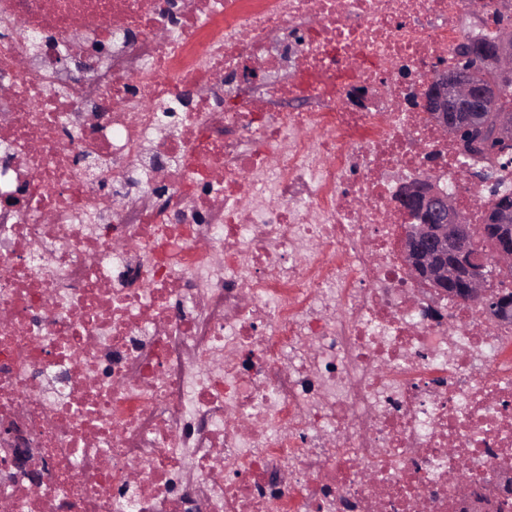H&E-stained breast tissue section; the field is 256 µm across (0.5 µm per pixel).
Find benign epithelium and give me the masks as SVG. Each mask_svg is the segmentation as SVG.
<instances>
[{
    "label": "benign epithelium",
    "mask_w": 512,
    "mask_h": 512,
    "mask_svg": "<svg viewBox=\"0 0 512 512\" xmlns=\"http://www.w3.org/2000/svg\"><path fill=\"white\" fill-rule=\"evenodd\" d=\"M473 64L463 72H448L438 66L425 78L415 106L428 114L438 133L456 139L458 130L448 122L450 112H469L472 125H485L494 118V136L512 147V95L498 93L489 100L486 90L496 79L512 77V26L504 25L498 40L470 48ZM402 217L406 224L403 249L412 274L440 293L450 292L460 300L476 302L492 311L498 320L512 318V302L489 291L481 268L465 262L477 233L461 221L458 203L448 197L434 178L406 180L398 185ZM452 253L457 262L448 264L437 257ZM0 462L25 472L39 483L38 451L29 446L24 431L15 423L0 425Z\"/></svg>",
    "instance_id": "7a95c632"
}]
</instances>
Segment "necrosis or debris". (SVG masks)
Here are the masks:
<instances>
[{
  "label": "necrosis or debris",
  "mask_w": 512,
  "mask_h": 512,
  "mask_svg": "<svg viewBox=\"0 0 512 512\" xmlns=\"http://www.w3.org/2000/svg\"><path fill=\"white\" fill-rule=\"evenodd\" d=\"M470 10L0 0L8 512H465L512 474V322L417 282L393 207L433 173L481 219L413 107ZM0 450L4 452L1 462L7 466L25 472L30 481L39 483L36 461L39 458L37 448H31L24 431L14 422L0 425Z\"/></svg>",
  "instance_id": "4bbe7bcc"
}]
</instances>
